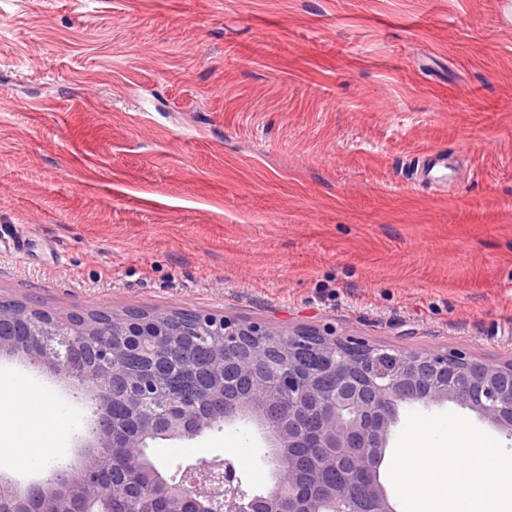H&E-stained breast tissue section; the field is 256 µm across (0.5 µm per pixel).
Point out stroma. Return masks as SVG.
I'll return each instance as SVG.
<instances>
[{
    "mask_svg": "<svg viewBox=\"0 0 512 512\" xmlns=\"http://www.w3.org/2000/svg\"><path fill=\"white\" fill-rule=\"evenodd\" d=\"M447 185H414L416 150ZM0 298L169 311L512 360V0H0ZM0 374L92 411L21 356ZM167 467L275 479L247 421ZM417 174L420 170L419 184H433L445 180L443 170L448 165L446 154L432 149H422L416 154Z\"/></svg>",
    "mask_w": 512,
    "mask_h": 512,
    "instance_id": "stroma-1",
    "label": "stroma"
}]
</instances>
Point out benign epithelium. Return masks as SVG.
<instances>
[{
    "mask_svg": "<svg viewBox=\"0 0 512 512\" xmlns=\"http://www.w3.org/2000/svg\"><path fill=\"white\" fill-rule=\"evenodd\" d=\"M241 334L251 338L254 354L264 357L274 346L293 343L303 331L286 333L262 323L243 326L229 319L218 329L223 340ZM122 335L121 328L115 327L111 335L103 336L95 326L55 318L38 329L36 345L25 352L31 361L83 388L93 402V427L78 464L25 485L0 474L1 485L12 486L24 497L37 501L42 512H66L67 502L82 505V512H112V492L97 490L96 469L88 466V460L98 449L112 446V401L118 398L114 384L122 372ZM317 336L328 352L325 369L334 377L327 391L314 372L302 375L289 370L287 363L277 358L265 361L270 379L280 392L288 393V402L303 396L317 403L316 425L306 422L307 414L300 408L288 415V422L270 428V387L261 381L247 402L226 398L221 415L208 418L195 428L189 427L187 420L196 414V398L175 403L167 416L163 435L170 439L193 437L216 421L248 419L264 430L266 456L274 461L283 447L349 449L355 470L370 477L361 494L351 483L338 480L323 484L316 495L307 499L292 492L276 501L262 498L256 501L254 512H393L380 479V467L399 421L400 408L406 403L451 402L512 437L511 361L489 363L464 351L418 353L329 331H319ZM80 341L93 342L105 355V364L89 369L73 361L72 349ZM450 363L457 372L448 381L441 372ZM155 435L151 431L142 438L119 439L127 466L136 469L142 464L145 445ZM152 480L166 487L173 499L193 501L199 512H236L243 497L241 481L228 459H202L186 468L179 482L169 481L160 471L153 473Z\"/></svg>",
    "mask_w": 512,
    "mask_h": 512,
    "instance_id": "benign-epithelium-1",
    "label": "benign epithelium"
}]
</instances>
